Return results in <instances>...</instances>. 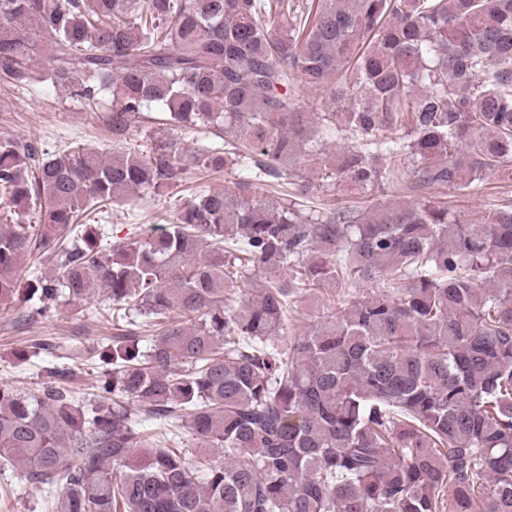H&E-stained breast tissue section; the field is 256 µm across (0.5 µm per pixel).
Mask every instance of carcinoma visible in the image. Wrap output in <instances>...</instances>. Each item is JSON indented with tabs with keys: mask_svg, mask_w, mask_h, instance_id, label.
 <instances>
[{
	"mask_svg": "<svg viewBox=\"0 0 512 512\" xmlns=\"http://www.w3.org/2000/svg\"><path fill=\"white\" fill-rule=\"evenodd\" d=\"M44 56L110 104L116 149L0 141V304L102 295L112 337L91 403L67 362L0 385V467L61 488L60 512H512V204L474 224L427 196L512 184V0H0V79ZM295 78L341 111L312 122ZM143 112L172 138L119 149ZM184 129L215 139L185 152ZM404 164L415 203L299 208L317 187L373 199ZM234 167L148 238L107 250L84 222Z\"/></svg>",
	"mask_w": 512,
	"mask_h": 512,
	"instance_id": "1",
	"label": "carcinoma"
}]
</instances>
